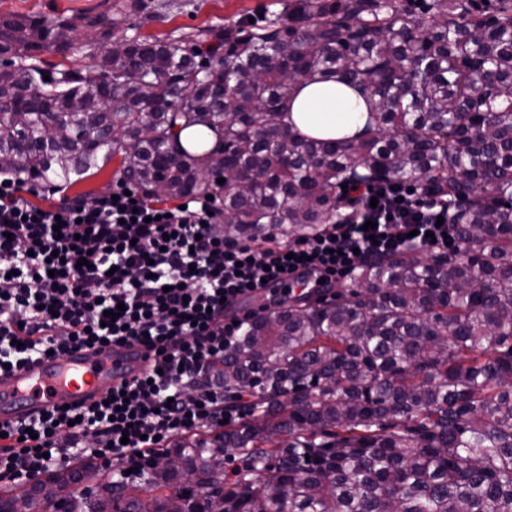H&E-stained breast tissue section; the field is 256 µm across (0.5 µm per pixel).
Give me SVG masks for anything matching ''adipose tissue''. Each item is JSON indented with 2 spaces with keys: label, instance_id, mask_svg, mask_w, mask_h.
Masks as SVG:
<instances>
[{
  "label": "adipose tissue",
  "instance_id": "ef3b65f1",
  "mask_svg": "<svg viewBox=\"0 0 512 512\" xmlns=\"http://www.w3.org/2000/svg\"><path fill=\"white\" fill-rule=\"evenodd\" d=\"M366 105L353 89L336 79L303 83L293 99L289 118L313 139L355 135L364 126Z\"/></svg>",
  "mask_w": 512,
  "mask_h": 512
}]
</instances>
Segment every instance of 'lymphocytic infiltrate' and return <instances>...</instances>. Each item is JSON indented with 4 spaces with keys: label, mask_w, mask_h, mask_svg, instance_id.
<instances>
[{
    "label": "lymphocytic infiltrate",
    "mask_w": 512,
    "mask_h": 512,
    "mask_svg": "<svg viewBox=\"0 0 512 512\" xmlns=\"http://www.w3.org/2000/svg\"><path fill=\"white\" fill-rule=\"evenodd\" d=\"M31 190L0 173V372L104 343H139L154 358L102 401L1 424L0 481L14 483L79 457L136 472L161 443L223 427L216 375L248 324L227 319L225 302L285 274L335 283L367 255L455 244L446 205L405 186L359 188L348 218L292 241L225 238L217 200L151 199L121 180L93 201L63 198L48 210L28 203Z\"/></svg>",
    "instance_id": "f902f5d3"
}]
</instances>
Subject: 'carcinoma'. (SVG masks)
Segmentation results:
<instances>
[{
	"instance_id": "1",
	"label": "carcinoma",
	"mask_w": 512,
	"mask_h": 512,
	"mask_svg": "<svg viewBox=\"0 0 512 512\" xmlns=\"http://www.w3.org/2000/svg\"><path fill=\"white\" fill-rule=\"evenodd\" d=\"M145 10L0 16V172L64 191L119 155L147 197L222 200L232 239L310 235L355 207L342 185L408 184L475 247L372 255L349 288L265 312L224 352L223 431L137 481L63 466L0 493V512H96L80 483L116 512L173 495L186 512H512V0H287L261 24L126 36L86 66L40 58ZM333 77L365 98L366 134L290 130L296 85ZM195 126L223 169L180 146Z\"/></svg>"
}]
</instances>
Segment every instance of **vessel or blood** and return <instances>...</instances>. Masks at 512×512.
<instances>
[{
    "label": "vessel or blood",
    "mask_w": 512,
    "mask_h": 512,
    "mask_svg": "<svg viewBox=\"0 0 512 512\" xmlns=\"http://www.w3.org/2000/svg\"><path fill=\"white\" fill-rule=\"evenodd\" d=\"M152 354L138 344L79 349L0 372V424L61 405H88L145 370Z\"/></svg>",
    "instance_id": "obj_1"
}]
</instances>
